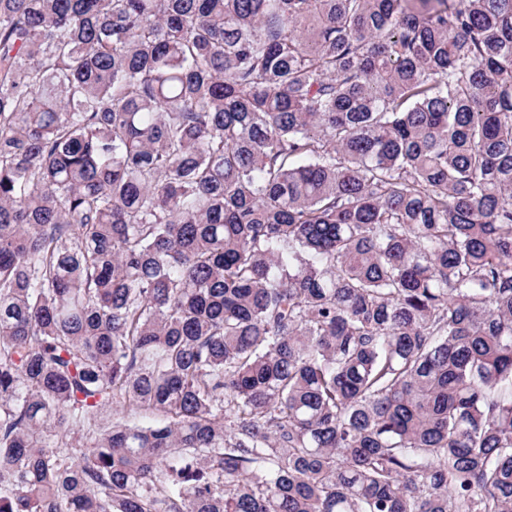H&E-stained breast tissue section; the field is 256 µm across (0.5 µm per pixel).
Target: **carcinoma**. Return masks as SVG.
I'll use <instances>...</instances> for the list:
<instances>
[{
	"mask_svg": "<svg viewBox=\"0 0 512 512\" xmlns=\"http://www.w3.org/2000/svg\"><path fill=\"white\" fill-rule=\"evenodd\" d=\"M0 512H512V0H0Z\"/></svg>",
	"mask_w": 512,
	"mask_h": 512,
	"instance_id": "1",
	"label": "carcinoma"
}]
</instances>
